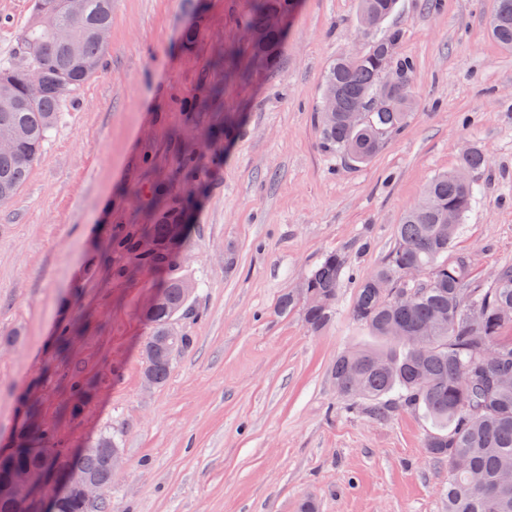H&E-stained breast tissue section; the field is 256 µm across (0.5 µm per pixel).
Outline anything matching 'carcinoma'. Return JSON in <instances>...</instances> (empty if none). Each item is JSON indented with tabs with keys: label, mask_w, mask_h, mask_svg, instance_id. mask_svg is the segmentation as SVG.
Returning a JSON list of instances; mask_svg holds the SVG:
<instances>
[{
	"label": "carcinoma",
	"mask_w": 512,
	"mask_h": 512,
	"mask_svg": "<svg viewBox=\"0 0 512 512\" xmlns=\"http://www.w3.org/2000/svg\"><path fill=\"white\" fill-rule=\"evenodd\" d=\"M85 2L84 16L75 20L63 10V0H35L34 12L41 13L42 20L31 16L21 34L19 57L0 67V97L12 101L0 105V130L20 131L14 147L0 152V203L18 193L59 126L64 103L99 69L105 45L93 29L112 25V0ZM296 6L297 0H255L249 27L259 41L248 43L253 66L270 64L280 49L281 34L268 27L269 15L287 16ZM397 6L398 0H358L368 45L337 57L325 76L323 94L334 96L336 112L331 119L318 116L323 144L353 164L370 161L415 107L414 63L399 53L402 32L387 25ZM490 25L494 38L512 47V0H494ZM61 27L83 32L79 53L57 40L55 31ZM30 67L45 76L42 94L33 102L24 93ZM399 73L406 83L387 104L351 122L349 114L378 100L388 75ZM487 166L486 153L472 145L456 170L428 183L421 201L398 225L393 250L356 289L351 316L375 342L344 352L333 371L336 389L347 400H372L379 415L393 401L431 421L426 448L432 457L448 462V512H512V485L500 483L502 475L512 473V382H498L500 375L512 374V340L503 336L512 328V264L500 266L490 286L481 288L472 280L469 255L451 253L476 198L471 173ZM158 205V223L145 225L141 234L153 239V251H140V238L112 242L114 248L137 252L139 266L146 269L171 262L186 233L176 232L179 213L161 198ZM346 270L343 253H327L299 283L304 293L292 289L282 295L280 311L298 309L311 329L324 328L336 309ZM411 270L422 272L423 278L405 280ZM190 287L182 278L162 286L161 305L146 311L152 333L145 346L186 307ZM190 342L181 333L168 342L173 355L158 357L152 368L155 383L167 379L174 355ZM117 447L119 435L108 432L90 449L65 458L50 446L46 456L41 448H18L12 457L18 467L106 481L111 451ZM24 502L22 493L0 495V512H24ZM61 510L110 512V503L72 497Z\"/></svg>",
	"instance_id": "obj_1"
}]
</instances>
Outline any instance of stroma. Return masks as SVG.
Returning a JSON list of instances; mask_svg holds the SVG:
<instances>
[{"label": "stroma", "instance_id": "35a3bbf8", "mask_svg": "<svg viewBox=\"0 0 512 512\" xmlns=\"http://www.w3.org/2000/svg\"><path fill=\"white\" fill-rule=\"evenodd\" d=\"M33 0H0V65ZM253 0H112L98 72L26 184L0 205V454L66 453L120 430L112 512H447L448 465L431 422L374 415L336 390L337 357L370 344L350 316L430 179L480 145L476 201L453 249L481 283L512 263V50L493 0H400L390 23L414 60L415 111L368 163L327 151L317 121L327 68L365 48L357 0H299L273 66L244 50ZM195 31L186 44V31ZM237 52L243 79L215 57ZM215 87L217 109L197 108ZM228 138H213L224 124ZM185 214L176 266L137 270L112 239L155 220V188ZM345 253L336 315L310 330L278 302L330 251ZM199 290L177 319L191 346L148 386L142 310L160 279Z\"/></svg>", "mask_w": 512, "mask_h": 512}]
</instances>
